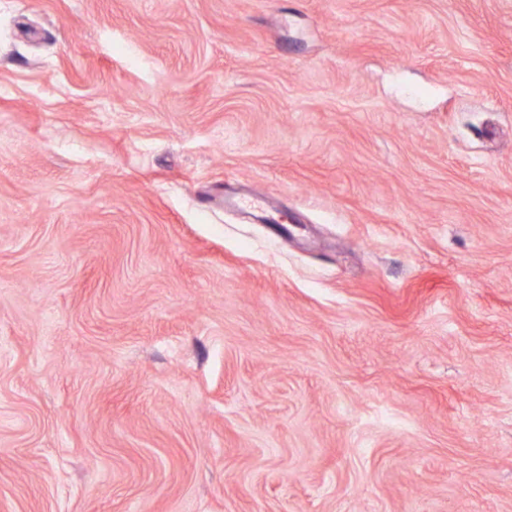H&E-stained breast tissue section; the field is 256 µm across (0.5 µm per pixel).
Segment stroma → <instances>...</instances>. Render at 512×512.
I'll return each instance as SVG.
<instances>
[{
  "label": "stroma",
  "instance_id": "35a3bbf8",
  "mask_svg": "<svg viewBox=\"0 0 512 512\" xmlns=\"http://www.w3.org/2000/svg\"><path fill=\"white\" fill-rule=\"evenodd\" d=\"M0 512H512V0H0Z\"/></svg>",
  "mask_w": 512,
  "mask_h": 512
}]
</instances>
